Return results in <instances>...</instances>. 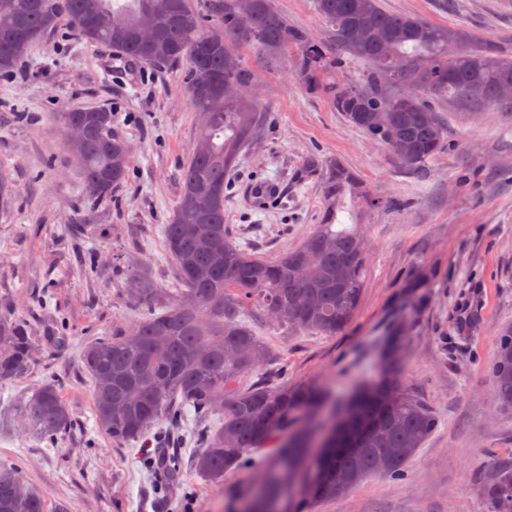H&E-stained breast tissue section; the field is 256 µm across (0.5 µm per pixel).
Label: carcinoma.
<instances>
[{
    "instance_id": "cac0c4a2",
    "label": "carcinoma",
    "mask_w": 512,
    "mask_h": 512,
    "mask_svg": "<svg viewBox=\"0 0 512 512\" xmlns=\"http://www.w3.org/2000/svg\"><path fill=\"white\" fill-rule=\"evenodd\" d=\"M245 4L252 22L241 29ZM145 10L154 12L159 30L150 41L136 34ZM316 10L328 28L322 44L288 26L273 0H204L199 10L192 0H0V74L13 72L29 45L65 16L90 43L108 44L144 64L182 67L189 90L211 78L240 90L232 98L216 91L190 98L194 109H205V119L164 226L177 287H158L143 269L124 270L126 295L146 314L132 326L113 327L111 336L88 344L81 357L92 381L96 427L116 448L136 441L166 448L171 436L188 427L198 448L190 465L216 486L223 485L224 472L254 465L253 452L275 448L263 467L262 486L240 492L231 512H314L317 504L371 476L404 480L408 463L440 424L398 376L396 335L378 376L359 389L338 434L324 435L316 451L302 422L322 404L321 387L288 382L284 367L274 371L272 383L245 382L249 374H266L272 362L247 314L322 336L351 323L366 266L355 207L397 202L370 195L347 166L331 158L325 162L321 220L297 248L268 261L234 243L224 224L226 176L262 124L256 76L241 49H256L277 66L282 52L295 47L294 74L309 89L318 86L321 73L346 66L348 59L365 62L366 74L348 93L334 82L323 91L352 125L419 174L448 142L432 100L512 108V97L500 94L502 86H512V58L465 28L389 13L380 0H316ZM393 64L398 74L392 82L387 68ZM474 85L483 88L481 96L470 95ZM62 118H76L86 128L85 137L69 147L82 167L87 200L112 199L130 164L126 141L112 131V113L76 109ZM344 212L352 224L343 223ZM35 342L27 322L0 314V380L30 374ZM491 376L494 400L511 407L510 326L499 333ZM217 410L223 422L213 428ZM20 415L32 438L56 446L74 422L52 382L22 403ZM290 426L295 433L279 440ZM298 476L300 493L280 508ZM476 492L488 512H512V459L493 461L491 476ZM0 512H45L43 495L12 465L0 464Z\"/></svg>"
}]
</instances>
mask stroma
I'll return each instance as SVG.
<instances>
[{
  "mask_svg": "<svg viewBox=\"0 0 512 512\" xmlns=\"http://www.w3.org/2000/svg\"><path fill=\"white\" fill-rule=\"evenodd\" d=\"M396 14L462 25L512 52V0H381ZM310 40L327 28L314 0H274ZM260 81L259 138L229 172L224 221L236 243L268 260L295 248L319 223L321 164L334 157L389 207L360 209L367 239L364 290L352 323L334 336L284 330L251 317L288 378L324 387L330 403L307 425L322 433L334 406L373 377L391 329L405 351L401 378L441 420L398 482L372 477L318 512H488L475 488L492 457L512 458V409L492 396L497 336L512 324V111L436 107L448 143L424 174L402 167L377 141L306 88L293 57L268 67L248 49ZM103 107L131 147L127 178L112 200L84 204L82 173L66 144L64 112ZM197 116L174 67L132 62L80 39L68 21L36 43L9 76H0V173L16 193L0 208V313H13L38 338L31 373L0 380V464L17 465L46 498V512H227L258 470L224 474L223 486L182 469L167 490L143 460L142 444L123 448L97 432L92 384L81 368L91 342L143 310L122 294L119 270L138 265L172 287L163 227L179 197ZM277 181V200L256 205L251 186ZM85 225L83 249L98 273H83L69 230ZM417 308L402 306L403 284L419 272ZM59 385L74 416L66 440L50 448L26 434L13 412L40 384Z\"/></svg>",
  "mask_w": 512,
  "mask_h": 512,
  "instance_id": "1",
  "label": "stroma"
}]
</instances>
